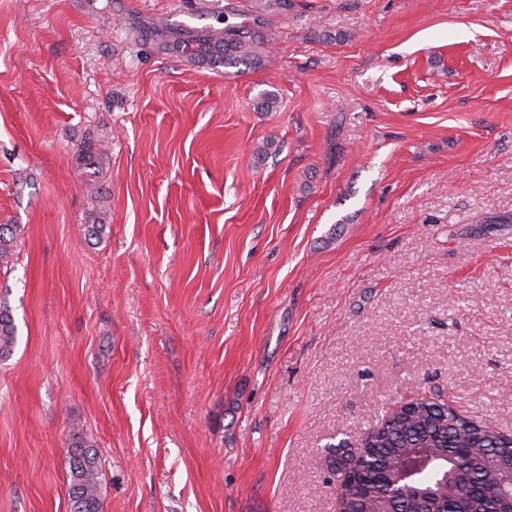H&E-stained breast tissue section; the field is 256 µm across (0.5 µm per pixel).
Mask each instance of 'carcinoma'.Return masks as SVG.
Here are the masks:
<instances>
[{
	"instance_id": "1",
	"label": "carcinoma",
	"mask_w": 512,
	"mask_h": 512,
	"mask_svg": "<svg viewBox=\"0 0 512 512\" xmlns=\"http://www.w3.org/2000/svg\"><path fill=\"white\" fill-rule=\"evenodd\" d=\"M253 26L228 23L203 28L177 38V49L191 60L226 68L257 67L269 44L263 28L290 7V0H249ZM20 227L0 226V268L11 265ZM17 342L13 316L0 307V357ZM424 450L428 462L414 477L416 490L394 482L398 466L414 449ZM72 512H101L102 480L96 446L86 435L73 434L69 461ZM512 469V439L477 423L456 407L419 394L415 402L389 410L368 434V447L347 467L339 464L335 482L341 512H422L419 493L448 501L447 512H496L500 476Z\"/></svg>"
}]
</instances>
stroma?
<instances>
[{
  "instance_id": "1",
  "label": "stroma",
  "mask_w": 512,
  "mask_h": 512,
  "mask_svg": "<svg viewBox=\"0 0 512 512\" xmlns=\"http://www.w3.org/2000/svg\"><path fill=\"white\" fill-rule=\"evenodd\" d=\"M214 2L0 0V512H70L76 425L102 512H336L325 445L422 390L512 433V0H291L240 72L156 51L252 25ZM20 231V227L15 224L6 227L0 225V268H8L13 262L14 240ZM17 342V327L7 308L0 307V357L11 354Z\"/></svg>"
}]
</instances>
